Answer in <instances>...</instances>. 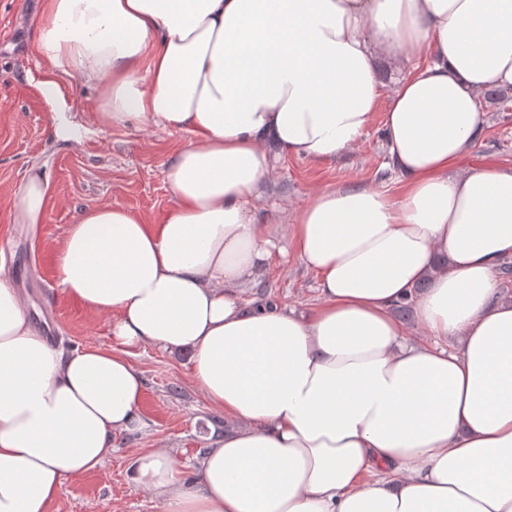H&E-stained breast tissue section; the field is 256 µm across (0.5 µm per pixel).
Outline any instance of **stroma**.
<instances>
[{
    "instance_id": "obj_1",
    "label": "stroma",
    "mask_w": 512,
    "mask_h": 512,
    "mask_svg": "<svg viewBox=\"0 0 512 512\" xmlns=\"http://www.w3.org/2000/svg\"><path fill=\"white\" fill-rule=\"evenodd\" d=\"M41 0H0V279L25 302L34 327L46 314L60 323L59 349L71 352L112 344L108 317L88 312L60 286L55 255L68 225L87 210L118 204L160 223L173 206L164 170L186 144L177 131L144 130L134 125L96 128L91 116L101 91L78 77L60 75L46 87L36 47ZM487 126L470 164H512V103L483 100ZM381 114L358 146L335 160L313 165L282 157L266 197L284 209L305 204L318 188L347 183L395 187L380 133ZM48 179L42 223L15 219L19 193L31 168ZM266 279L278 303L305 309L316 298L315 279L296 254L274 258ZM128 358L144 379L141 411L146 427L112 439V454L99 468L65 477L46 512H164L161 501L132 479L131 462L142 452L165 445L180 464L193 465L211 437L226 423L191 379L187 355L157 346L130 349Z\"/></svg>"
}]
</instances>
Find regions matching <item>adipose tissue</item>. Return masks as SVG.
Here are the masks:
<instances>
[{
  "label": "adipose tissue",
  "mask_w": 512,
  "mask_h": 512,
  "mask_svg": "<svg viewBox=\"0 0 512 512\" xmlns=\"http://www.w3.org/2000/svg\"><path fill=\"white\" fill-rule=\"evenodd\" d=\"M50 74L101 89L95 124L185 133L158 224L118 204L69 225L66 292L113 347L65 354L0 282V512H45L65 476L142 430L117 345L190 354L230 430L195 477L132 465L164 512H512V164L465 166L483 93L512 88V0H42ZM400 70L390 93L380 63ZM381 130L397 189L260 201L279 156L313 164ZM31 174L20 221L43 220ZM316 278L304 311L246 299L281 241ZM414 299L417 338L393 310Z\"/></svg>",
  "instance_id": "adipose-tissue-1"
}]
</instances>
